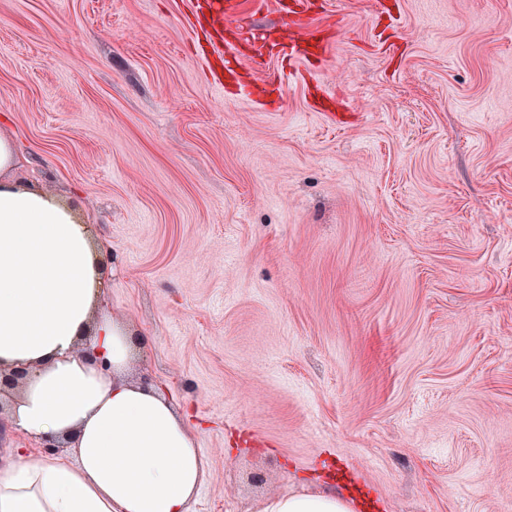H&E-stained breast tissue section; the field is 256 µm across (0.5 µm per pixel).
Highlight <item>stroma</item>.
Masks as SVG:
<instances>
[{
  "label": "stroma",
  "mask_w": 512,
  "mask_h": 512,
  "mask_svg": "<svg viewBox=\"0 0 512 512\" xmlns=\"http://www.w3.org/2000/svg\"><path fill=\"white\" fill-rule=\"evenodd\" d=\"M0 0L13 181L109 258L209 472L188 512L334 488L356 512H512V0ZM278 80L256 89L267 74ZM291 33L288 41L283 44V57L289 60H299L302 58V43L310 29L307 10L295 15L290 20Z\"/></svg>",
  "instance_id": "obj_1"
}]
</instances>
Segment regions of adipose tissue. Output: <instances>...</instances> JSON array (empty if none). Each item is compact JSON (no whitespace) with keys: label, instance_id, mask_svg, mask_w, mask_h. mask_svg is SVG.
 Here are the masks:
<instances>
[{"label":"adipose tissue","instance_id":"1","mask_svg":"<svg viewBox=\"0 0 512 512\" xmlns=\"http://www.w3.org/2000/svg\"><path fill=\"white\" fill-rule=\"evenodd\" d=\"M14 142L0 137V370H25L8 397L12 428L68 440L41 459L11 449L0 463V512H187L208 462L197 436L154 386L124 381L146 348L91 314L104 265L74 210L6 174ZM258 512H355L332 491L288 493Z\"/></svg>","mask_w":512,"mask_h":512}]
</instances>
